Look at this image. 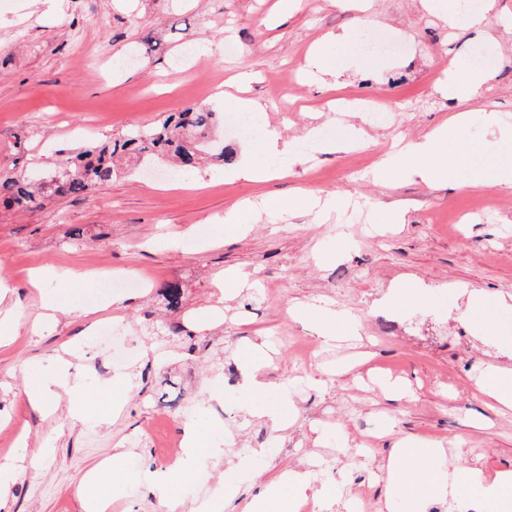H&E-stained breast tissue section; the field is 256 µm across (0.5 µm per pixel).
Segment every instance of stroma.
<instances>
[{"label": "stroma", "instance_id": "35a3bbf8", "mask_svg": "<svg viewBox=\"0 0 512 512\" xmlns=\"http://www.w3.org/2000/svg\"><path fill=\"white\" fill-rule=\"evenodd\" d=\"M278 0H0V173L50 168L55 151H79L136 125L157 126L198 104L218 112L216 139L242 156L264 132H276L303 164L254 184L207 164L188 175H140L126 166L111 182L80 197H47L26 209L0 212V280L15 291L24 322L46 303L94 308L90 319L59 314L40 334L20 332L0 346V430L17 435L0 462L19 460L9 512H84L83 478L105 473L100 485L112 512H164L144 477L156 461L144 433L166 440L197 429L208 448L206 469L216 488L226 469L250 475L223 512H241L258 483L289 469L306 470L305 449L341 454L338 470L310 473L305 494L313 512H346L366 491L370 512H386L384 465L400 438L441 443L436 473L449 493L431 496L419 512H499L496 499L461 489L463 466L487 476L512 469V409L492 404L477 388L489 367L506 370L512 355L486 342L485 323L512 338V193L496 187L457 191L417 179L374 181L371 170L400 139H418L458 111L500 112L512 124V0L479 27H454L422 9L420 0H300L288 22ZM381 32L404 47L378 56L356 49L349 74L335 85L310 73L309 54L334 38ZM235 44L233 54L203 52L204 44ZM495 48L490 81L472 98L449 100L444 67L469 60L475 45ZM105 46L109 60L85 70L83 50ZM248 73V98L262 110L248 135L231 132L235 116L229 80ZM376 100L389 114L373 123L365 112L337 111L344 99ZM44 113L49 126L37 125ZM345 143L336 153L326 144ZM347 195L346 212L321 218L246 211L237 231L224 222L235 203L257 195ZM403 223L377 226L384 209ZM78 271L59 291L32 288L30 269ZM248 288L226 297L217 282L226 271ZM138 280L114 292L96 291L95 273ZM427 287L420 303L401 300L406 284ZM177 284L181 304L169 313L160 293ZM482 291L487 306L461 318L458 288ZM391 307H378L387 293ZM316 304L353 317L342 341L324 344L294 320L293 306ZM187 328L171 341L154 328L166 315ZM133 343L138 358L116 363L99 327ZM262 345L264 406L288 397L281 427L242 408L241 392L218 397L211 384L227 363ZM70 355H62V346ZM173 366L175 405L160 404L159 375ZM80 372L86 400L112 409L108 422L86 413L69 417L72 397L56 409L33 408L24 390L37 378ZM403 384L388 394L384 381Z\"/></svg>", "mask_w": 512, "mask_h": 512}]
</instances>
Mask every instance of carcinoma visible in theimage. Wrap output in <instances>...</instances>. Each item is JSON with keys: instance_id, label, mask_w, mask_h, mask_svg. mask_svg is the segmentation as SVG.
<instances>
[{"instance_id": "1", "label": "carcinoma", "mask_w": 512, "mask_h": 512, "mask_svg": "<svg viewBox=\"0 0 512 512\" xmlns=\"http://www.w3.org/2000/svg\"><path fill=\"white\" fill-rule=\"evenodd\" d=\"M216 122V112L206 105H196L168 116L158 128H131L114 141L92 145L77 154L61 150L45 177L0 176V209L35 205L52 194L83 195L112 181L123 161L148 164L157 156L172 154L181 169L195 170L207 156L230 164L233 152L211 137Z\"/></svg>"}]
</instances>
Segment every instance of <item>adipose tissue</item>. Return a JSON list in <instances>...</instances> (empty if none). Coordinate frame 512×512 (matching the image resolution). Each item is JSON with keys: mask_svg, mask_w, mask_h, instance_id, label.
<instances>
[{"mask_svg": "<svg viewBox=\"0 0 512 512\" xmlns=\"http://www.w3.org/2000/svg\"><path fill=\"white\" fill-rule=\"evenodd\" d=\"M471 112H458L450 126L438 127L419 140H401L385 153L373 169L376 181L392 183L401 178H420L428 184H445L456 190L497 186L512 189V125L494 111L480 113L483 126L495 134L498 162L476 165L473 156L465 148L444 153L448 130L469 123ZM286 160L287 164H299L301 158L290 149L280 146L275 132H266L258 149L252 150L232 176L253 183H262L271 176V162ZM441 444L412 438L400 440L393 448L387 464V480L393 489L406 490V499H387L386 512H400L403 502L420 503L427 497L444 492L440 479H428L435 460L442 456ZM468 486L477 494L501 499L504 512H512V469L499 471L494 478H487L476 468L464 473ZM309 485L306 473L288 470L275 480L261 485L257 494L244 506V512H259L270 502L282 500L288 495L304 494Z\"/></svg>", "mask_w": 512, "mask_h": 512, "instance_id": "obj_1", "label": "adipose tissue"}]
</instances>
